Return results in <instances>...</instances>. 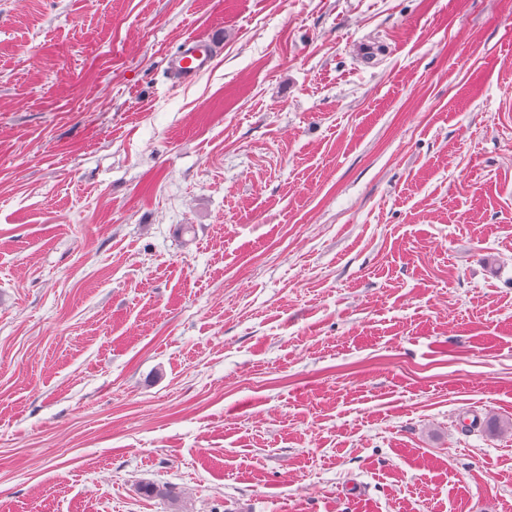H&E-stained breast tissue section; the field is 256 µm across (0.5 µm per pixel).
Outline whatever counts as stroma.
<instances>
[{"mask_svg":"<svg viewBox=\"0 0 512 512\" xmlns=\"http://www.w3.org/2000/svg\"><path fill=\"white\" fill-rule=\"evenodd\" d=\"M488 415L512 0H0V512H512ZM220 45L219 34L207 39L186 38L180 52L168 62L170 73L181 82H191L211 67Z\"/></svg>","mask_w":512,"mask_h":512,"instance_id":"35a3bbf8","label":"stroma"}]
</instances>
